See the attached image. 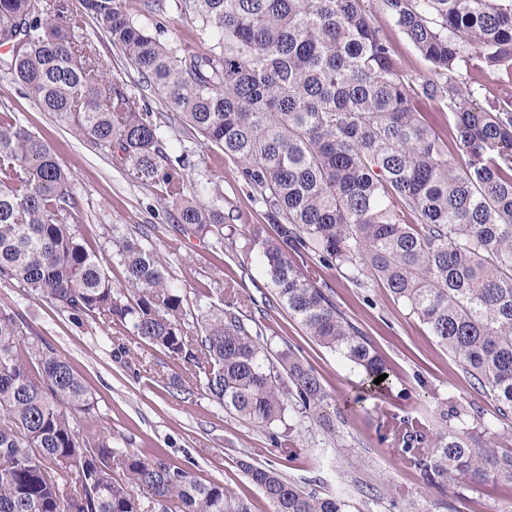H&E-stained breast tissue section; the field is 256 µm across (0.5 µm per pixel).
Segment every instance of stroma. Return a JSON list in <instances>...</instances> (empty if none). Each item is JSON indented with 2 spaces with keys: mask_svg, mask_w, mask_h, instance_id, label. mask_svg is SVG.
<instances>
[{
  "mask_svg": "<svg viewBox=\"0 0 512 512\" xmlns=\"http://www.w3.org/2000/svg\"><path fill=\"white\" fill-rule=\"evenodd\" d=\"M365 5L373 25L389 38L402 71L420 81L431 78L430 64L380 0H365ZM82 35L96 47L115 80L135 86L137 106L163 111L157 96L138 89L136 69L113 47L107 33L91 21ZM1 112L44 137L72 172L78 230L90 246L106 247L115 225L126 233L145 234L150 246L166 258L187 308H194L198 289L217 281L233 283L240 293L253 298L250 311L273 336L276 347L292 349L312 366L330 395L342 397L360 381L358 371L344 358L320 346L274 303L270 282L248 245L256 227H263L267 239L275 238L276 232L266 226L264 210L251 199L238 164L221 150L176 123L163 133L169 156L179 154L181 142L192 143L195 167L188 172V183L207 178L220 189L224 238L219 241L212 235L199 238L178 233L175 210L159 200L156 187L143 184L71 127L41 111L2 74ZM309 270L336 307L370 340L393 377L387 390L337 421L335 435L313 427L300 436L301 454L294 461L266 429L224 411L198 382H190L185 392L172 388L170 378L186 373L182 362L138 337L106 341L97 326L75 325L49 303L31 298L9 282L0 281V307L26 318L83 379L97 400L85 423L90 433L111 437L115 447L184 466L202 482L223 484L248 499L252 512H270V505L240 468L243 460L276 469L305 489L341 495L355 512H397V503L420 496L426 497L430 512H512V486L501 481L472 489L458 478L444 488L426 489L418 471L401 458L399 448L378 432V422L385 415L409 416L429 424L440 409L456 400L479 406L490 417L496 413L494 402L473 388L428 327L394 301L382 284L357 285L345 270L325 268L315 261Z\"/></svg>",
  "mask_w": 512,
  "mask_h": 512,
  "instance_id": "1",
  "label": "stroma"
}]
</instances>
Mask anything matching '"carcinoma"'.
I'll return each mask as SVG.
<instances>
[{"mask_svg":"<svg viewBox=\"0 0 512 512\" xmlns=\"http://www.w3.org/2000/svg\"><path fill=\"white\" fill-rule=\"evenodd\" d=\"M439 80L400 71L364 0H182L203 43L161 39L168 0H0V72L57 121L120 153L138 178L175 206L180 234L223 235L222 197L211 180L185 199L187 146L170 159L165 116L140 108L109 79L96 48L77 35L105 30L166 109L240 164L277 237L259 263L278 304L322 347L362 372L354 402L391 370L361 331L304 271L305 258L343 267L358 285L382 282L454 356L497 420L471 405L440 412L436 429L393 416L385 438L430 489L463 478L512 484V92L487 106L462 90L463 70L512 68V0H381ZM444 101L451 138L417 112L419 96ZM69 169L46 140L0 115V280L50 303L107 338L128 330L183 362L206 395L293 444L305 423L336 433L338 405L318 374L248 314L231 286L195 315L166 260L112 227L125 283L112 286L107 254L75 224ZM95 400L69 362L0 307V512H252L249 502L187 469L92 435L81 418ZM239 465L272 512H349L282 474Z\"/></svg>","mask_w":512,"mask_h":512,"instance_id":"1","label":"carcinoma"}]
</instances>
